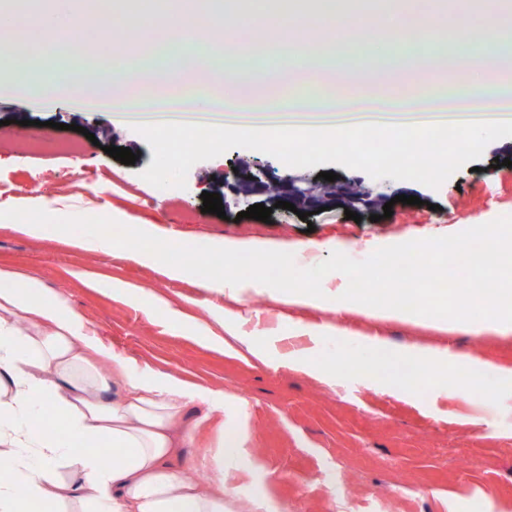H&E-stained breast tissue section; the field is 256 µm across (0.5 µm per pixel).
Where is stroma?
Returning a JSON list of instances; mask_svg holds the SVG:
<instances>
[{
  "label": "stroma",
  "instance_id": "35a3bbf8",
  "mask_svg": "<svg viewBox=\"0 0 512 512\" xmlns=\"http://www.w3.org/2000/svg\"><path fill=\"white\" fill-rule=\"evenodd\" d=\"M367 30L453 14L451 0H362ZM353 49L337 65V82L370 84L394 70ZM114 145L138 152L135 164L114 160ZM255 153L234 148L225 159L246 165ZM512 138L489 143L475 166H463L439 188L394 180L391 217L346 218L338 205L302 221L274 207L271 223L241 218L245 206L224 184V161L196 163L185 188L159 189L142 179L153 153L132 128L109 112L60 100L50 108L0 98V267L39 279L62 294L113 352L138 372H166L224 399V431L242 439V473L229 512H252L270 494L275 512H512V329L484 321L466 329L441 327L411 314L403 320L361 315L358 305L326 297L295 306L257 283L239 300L172 280L158 266L113 248L96 254L74 236L46 229L19 232L2 211L39 208L59 200L67 216L88 212L141 225L186 245L249 241L292 253L305 269L338 251L361 261L378 248L447 236L512 215ZM219 194L224 217L202 212V192ZM419 197L416 205L398 195ZM242 306L252 319L234 339L225 309ZM377 336L393 351L429 345L448 352V374L482 367L478 389L422 380L397 388V365L369 380L359 358L362 339ZM258 342L254 355L249 342ZM304 351L295 363L290 352Z\"/></svg>",
  "mask_w": 512,
  "mask_h": 512
}]
</instances>
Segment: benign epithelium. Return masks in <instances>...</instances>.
<instances>
[{
  "label": "benign epithelium",
  "instance_id": "benign-epithelium-1",
  "mask_svg": "<svg viewBox=\"0 0 512 512\" xmlns=\"http://www.w3.org/2000/svg\"><path fill=\"white\" fill-rule=\"evenodd\" d=\"M236 163L224 165V182L231 185L239 199L247 203L255 194H270L269 187L272 184L279 183L287 188L288 197L295 205L306 209L315 210L326 202H346L352 205H360L366 209L372 208V201L377 196L383 195L381 185L374 187H365L361 189V195L351 198L347 196L348 184L346 183H325L314 176L292 177L287 174L280 175L271 172L264 164L259 161L253 162V171L250 175L253 180L249 181L246 189H241L239 181L242 174L234 173L232 167Z\"/></svg>",
  "mask_w": 512,
  "mask_h": 512
}]
</instances>
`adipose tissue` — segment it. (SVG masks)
<instances>
[{"label": "adipose tissue", "instance_id": "obj_1", "mask_svg": "<svg viewBox=\"0 0 512 512\" xmlns=\"http://www.w3.org/2000/svg\"><path fill=\"white\" fill-rule=\"evenodd\" d=\"M195 402L223 409L204 388L137 372L62 295L0 268V512H226L236 437L210 451V484L177 464L194 440L185 410Z\"/></svg>", "mask_w": 512, "mask_h": 512}]
</instances>
